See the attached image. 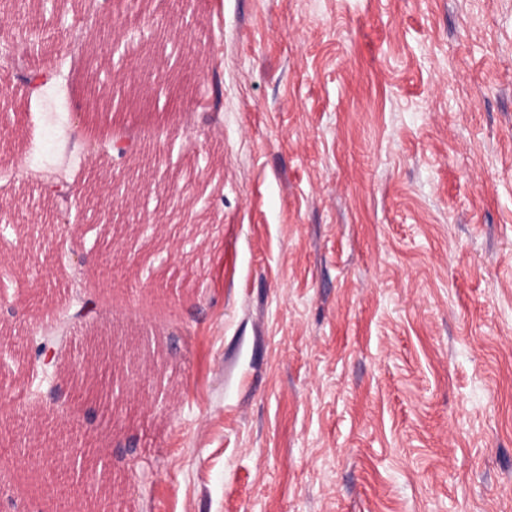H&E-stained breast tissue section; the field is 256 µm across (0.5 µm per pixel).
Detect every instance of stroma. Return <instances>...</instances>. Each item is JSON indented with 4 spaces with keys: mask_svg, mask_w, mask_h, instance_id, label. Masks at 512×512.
<instances>
[{
    "mask_svg": "<svg viewBox=\"0 0 512 512\" xmlns=\"http://www.w3.org/2000/svg\"><path fill=\"white\" fill-rule=\"evenodd\" d=\"M20 11L51 34L0 66V512H512V0H0V38ZM105 19L104 83L156 65L106 115L136 158L86 146L81 81L24 82ZM78 169L150 188L92 220L42 188ZM88 301L141 355L130 477L32 382L30 327L68 346ZM47 428L84 439L65 496L16 456Z\"/></svg>",
    "mask_w": 512,
    "mask_h": 512,
    "instance_id": "1",
    "label": "stroma"
}]
</instances>
